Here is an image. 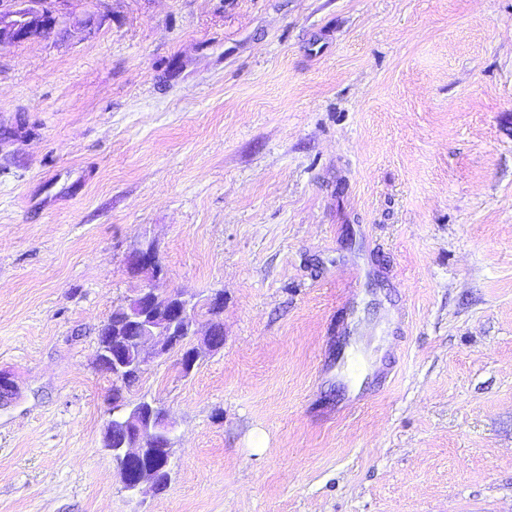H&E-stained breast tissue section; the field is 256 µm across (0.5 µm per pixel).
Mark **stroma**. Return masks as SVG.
<instances>
[{
	"instance_id": "35a3bbf8",
	"label": "stroma",
	"mask_w": 512,
	"mask_h": 512,
	"mask_svg": "<svg viewBox=\"0 0 512 512\" xmlns=\"http://www.w3.org/2000/svg\"><path fill=\"white\" fill-rule=\"evenodd\" d=\"M70 9L0 50V512H512V0ZM145 239L224 347L124 389ZM117 388L175 423L164 492ZM151 407L150 415L145 416L140 404L130 407L119 421L104 433V448H109L121 480L127 491H137L143 485L150 484L155 490L162 488L159 476L153 469L142 470L141 462L147 454L170 462L175 439V425L159 407ZM121 429L127 436L115 448H112V430Z\"/></svg>"
}]
</instances>
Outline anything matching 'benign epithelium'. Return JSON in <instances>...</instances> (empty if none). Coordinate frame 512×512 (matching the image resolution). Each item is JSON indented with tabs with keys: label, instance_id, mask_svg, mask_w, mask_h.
Returning a JSON list of instances; mask_svg holds the SVG:
<instances>
[{
	"label": "benign epithelium",
	"instance_id": "obj_1",
	"mask_svg": "<svg viewBox=\"0 0 512 512\" xmlns=\"http://www.w3.org/2000/svg\"><path fill=\"white\" fill-rule=\"evenodd\" d=\"M71 0H3L0 3V49L9 48L28 40L47 39L55 32L66 6ZM132 270L146 274L144 285L123 306L126 323L137 336V355L130 364H117L106 343L97 347V365L112 373L126 386L140 378L150 359L161 357L173 350L190 346V360L181 361L183 373L194 368L198 348L191 337L198 335L200 317L198 306L211 310L216 316L224 313V293L215 292L205 298L183 291L166 292L159 288L164 277L158 250L154 241L146 239L128 255ZM203 343L212 350L224 346V330H215L208 323ZM175 439V425L159 407L151 408L150 415L140 405L112 424L104 433V447L111 449L124 489L137 491L149 484L159 490V474L153 469H142L143 458L152 454L170 462Z\"/></svg>",
	"mask_w": 512,
	"mask_h": 512
}]
</instances>
